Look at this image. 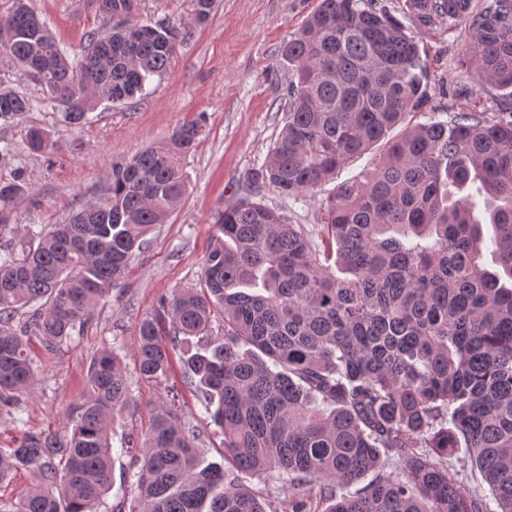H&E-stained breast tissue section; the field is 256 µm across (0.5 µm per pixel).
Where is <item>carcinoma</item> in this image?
I'll use <instances>...</instances> for the list:
<instances>
[{
	"instance_id": "1",
	"label": "carcinoma",
	"mask_w": 512,
	"mask_h": 512,
	"mask_svg": "<svg viewBox=\"0 0 512 512\" xmlns=\"http://www.w3.org/2000/svg\"><path fill=\"white\" fill-rule=\"evenodd\" d=\"M138 2L98 0L112 28L72 56L26 0H12L0 57L80 126L104 103H132L171 64L178 34L138 20ZM403 2L417 27L468 23L462 66L509 100L436 119L433 72L388 6L320 0L282 46L285 122L256 179L290 197L356 155L376 148L379 160L337 187L314 235L261 201L224 206L199 286L139 322L137 368L158 382L173 350L221 326L220 342L183 355L223 462L202 464L199 432L163 400L142 444L126 449L140 463L134 496L113 512H512V0ZM32 109L0 83V120ZM200 132L184 123L164 146L113 163L98 201L20 241L4 230L29 187L18 172L0 180V414L23 422L20 397L42 360L83 333L167 223L187 190L180 158ZM26 141L54 147L42 128ZM472 184L482 211L464 194ZM488 244L497 272L484 263ZM133 402L116 348L93 353L66 429L25 431L0 450V484L21 469L36 480L0 512H99L112 426ZM388 467L397 473L382 475ZM475 470L488 492H464Z\"/></svg>"
}]
</instances>
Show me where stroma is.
Instances as JSON below:
<instances>
[{
	"label": "stroma",
	"mask_w": 512,
	"mask_h": 512,
	"mask_svg": "<svg viewBox=\"0 0 512 512\" xmlns=\"http://www.w3.org/2000/svg\"><path fill=\"white\" fill-rule=\"evenodd\" d=\"M30 4L49 20L56 39L72 53H80L89 34L111 27L96 0H30ZM319 4L320 0H214L208 21L198 24L193 0H140L139 20L175 28L183 37L171 67L153 78L134 104L101 105L80 128L64 123L58 108L44 102L40 88L0 59V78L34 101L23 122L0 123V141L13 142L17 149L12 163L0 166V177L22 172L31 189L7 228L18 238L28 225L60 223L81 203L101 195L110 183L113 162L164 145L182 123L203 122L201 135L181 159L187 191L168 223L153 231L149 248L130 267L121 291L98 308L83 335L40 370L33 392L20 400L25 429H63L67 406L81 392L89 357L104 346L119 348L127 375L135 380L137 405L113 427L107 506L119 504L130 493L132 461L121 454L122 444L143 439L150 424L149 408L170 391H178L185 420L203 433L205 459H221L222 437L194 391L186 387L181 360H174L166 380L135 378L138 321L153 314L160 300L174 291L198 283L218 213L226 204L250 195L278 209L290 223L312 230L338 185L363 179L377 163L373 150L355 156L335 180L294 197L252 179L266 162L285 117L283 95L289 72L278 63L280 47ZM410 33L436 75L431 106L439 119L471 109L497 110L504 91L479 86L459 64L469 38L467 24L451 30L414 27ZM29 125L50 131L56 144L53 154L26 147L24 129Z\"/></svg>",
	"instance_id": "35a3bbf8"
}]
</instances>
